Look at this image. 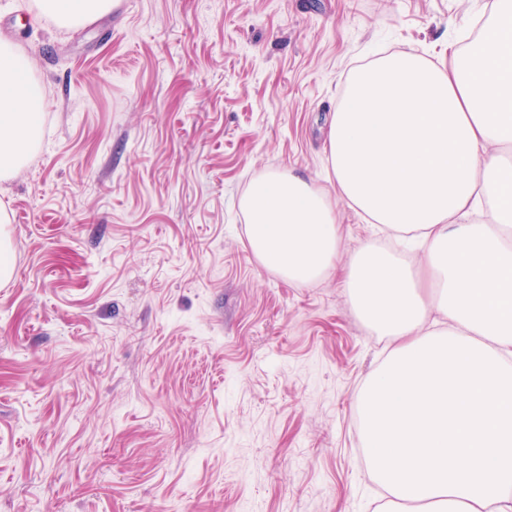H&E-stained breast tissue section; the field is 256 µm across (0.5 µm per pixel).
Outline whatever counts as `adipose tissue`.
Here are the masks:
<instances>
[{
    "label": "adipose tissue",
    "instance_id": "adipose-tissue-1",
    "mask_svg": "<svg viewBox=\"0 0 512 512\" xmlns=\"http://www.w3.org/2000/svg\"><path fill=\"white\" fill-rule=\"evenodd\" d=\"M123 0H40L59 27ZM28 56L0 42V181L42 123ZM330 188L266 173L240 198L255 258L289 282L321 279L342 248L332 198L416 239L415 265L366 244L344 283L396 346L364 385L360 433L379 512H512V0L440 64L402 51L359 68L327 138ZM447 320L427 328L431 315Z\"/></svg>",
    "mask_w": 512,
    "mask_h": 512
}]
</instances>
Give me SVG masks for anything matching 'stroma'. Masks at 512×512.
I'll list each match as a JSON object with an SVG mask.
<instances>
[{
	"label": "stroma",
	"instance_id": "35a3bbf8",
	"mask_svg": "<svg viewBox=\"0 0 512 512\" xmlns=\"http://www.w3.org/2000/svg\"><path fill=\"white\" fill-rule=\"evenodd\" d=\"M494 0H124L79 28L0 0L41 145L0 182V512H374L355 400L394 348L342 267L388 241L334 198L344 250L291 283L251 253L256 176L326 186L353 71L438 60ZM12 218L9 210L0 205V283H7L13 274V256L6 228L11 224Z\"/></svg>",
	"mask_w": 512,
	"mask_h": 512
}]
</instances>
